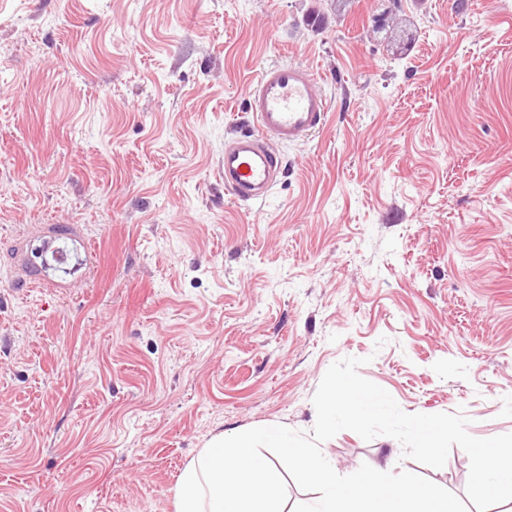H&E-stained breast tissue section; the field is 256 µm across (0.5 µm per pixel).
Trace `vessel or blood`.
Here are the masks:
<instances>
[{
	"label": "vessel or blood",
	"mask_w": 512,
	"mask_h": 512,
	"mask_svg": "<svg viewBox=\"0 0 512 512\" xmlns=\"http://www.w3.org/2000/svg\"><path fill=\"white\" fill-rule=\"evenodd\" d=\"M317 83L310 67L288 63L263 68L246 87V110L254 124L224 146V187L234 200L265 201L285 173L277 146L294 144L324 126L329 103ZM58 239V233H46L33 247L39 258L35 273L50 267L69 271L73 257Z\"/></svg>",
	"instance_id": "obj_1"
}]
</instances>
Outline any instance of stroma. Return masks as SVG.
Wrapping results in <instances>:
<instances>
[{
  "instance_id": "1",
  "label": "stroma",
  "mask_w": 512,
  "mask_h": 512,
  "mask_svg": "<svg viewBox=\"0 0 512 512\" xmlns=\"http://www.w3.org/2000/svg\"><path fill=\"white\" fill-rule=\"evenodd\" d=\"M0 0V512H177L209 440L311 435L335 362L408 413L512 433V0ZM331 108L261 204L224 189L260 69ZM72 225L80 268L27 287ZM375 463L441 468L344 430ZM59 232L45 233L40 237V244L31 248L34 258L41 259L40 264L33 258L30 259L29 265L35 271L33 279L44 280L42 271L45 268L53 267L57 270L66 272L72 271L76 266L70 268L73 256L64 247L59 246L58 239L62 236ZM38 255V256H37Z\"/></svg>"
}]
</instances>
